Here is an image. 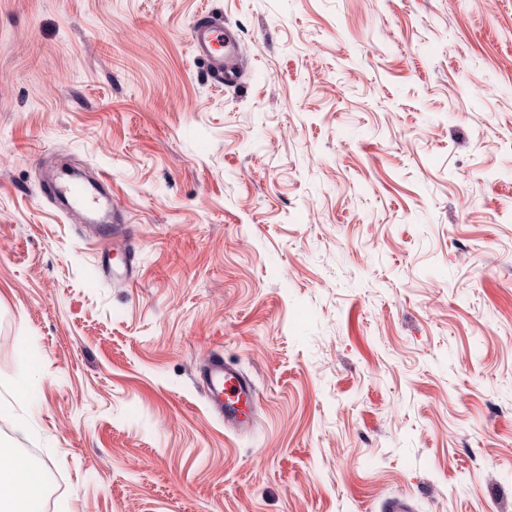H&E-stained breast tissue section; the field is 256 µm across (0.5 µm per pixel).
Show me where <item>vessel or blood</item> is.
<instances>
[{"mask_svg":"<svg viewBox=\"0 0 512 512\" xmlns=\"http://www.w3.org/2000/svg\"><path fill=\"white\" fill-rule=\"evenodd\" d=\"M191 46L208 76L219 85L237 84L241 78L239 42L235 33L212 14L199 17L191 29ZM109 185L105 174L92 180L63 179L45 188L43 195L54 207L74 222L94 225L97 236L120 234V226L109 223L110 199L104 190ZM203 380L212 409L225 426L247 429L253 406V387L237 369L227 366L223 357L214 356L203 371Z\"/></svg>","mask_w":512,"mask_h":512,"instance_id":"vessel-or-blood-1","label":"vessel or blood"}]
</instances>
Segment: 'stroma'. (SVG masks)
<instances>
[{
	"label": "stroma",
	"instance_id": "1",
	"mask_svg": "<svg viewBox=\"0 0 512 512\" xmlns=\"http://www.w3.org/2000/svg\"><path fill=\"white\" fill-rule=\"evenodd\" d=\"M0 403L53 512H512V0H0ZM191 46L208 76L218 85H235L241 79L239 42L224 22L204 13L191 29ZM106 187H109V180L100 172L94 180H58L42 193L47 201L75 223L98 224L95 226L97 236H108L106 231L112 229V237L119 238L121 227L109 223L112 213L110 197L101 191ZM203 380L212 409L224 418V425L245 430L250 425L253 387L236 368L215 355L203 370Z\"/></svg>",
	"mask_w": 512,
	"mask_h": 512
}]
</instances>
